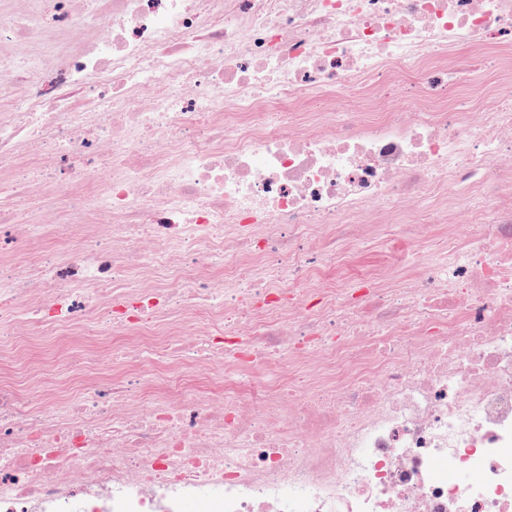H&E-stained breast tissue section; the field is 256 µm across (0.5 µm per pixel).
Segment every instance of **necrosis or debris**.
<instances>
[{
	"instance_id": "obj_1",
	"label": "necrosis or debris",
	"mask_w": 512,
	"mask_h": 512,
	"mask_svg": "<svg viewBox=\"0 0 512 512\" xmlns=\"http://www.w3.org/2000/svg\"><path fill=\"white\" fill-rule=\"evenodd\" d=\"M2 226L0 512H512V0H0ZM38 337V340L18 350L20 357L26 363L45 367L57 384L66 386L69 383V374L62 365L81 350V345L96 338V336H82L78 343L70 345L54 332Z\"/></svg>"
}]
</instances>
